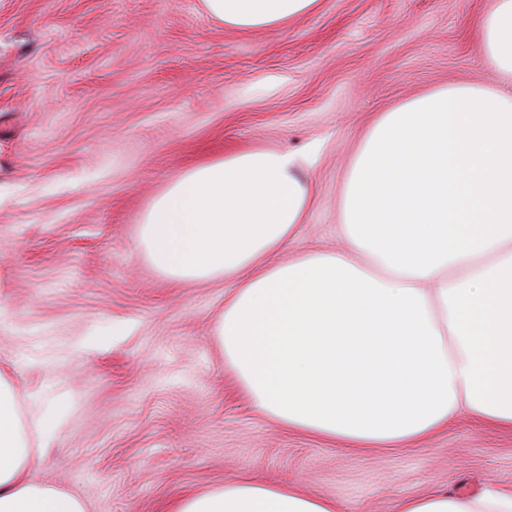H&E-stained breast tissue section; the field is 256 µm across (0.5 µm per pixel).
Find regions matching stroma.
Listing matches in <instances>:
<instances>
[{"instance_id":"stroma-1","label":"stroma","mask_w":512,"mask_h":512,"mask_svg":"<svg viewBox=\"0 0 512 512\" xmlns=\"http://www.w3.org/2000/svg\"><path fill=\"white\" fill-rule=\"evenodd\" d=\"M488 0H320L242 34L203 0H0V373L46 447L37 480L89 512H166L240 477L299 481L343 512L512 492V430L466 415L350 451L254 409L214 338L233 283L175 282L134 251L152 197L192 164L285 151L312 200L278 253L336 247L350 159L380 112L499 84Z\"/></svg>"}]
</instances>
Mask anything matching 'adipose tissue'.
Wrapping results in <instances>:
<instances>
[{
  "label": "adipose tissue",
  "mask_w": 512,
  "mask_h": 512,
  "mask_svg": "<svg viewBox=\"0 0 512 512\" xmlns=\"http://www.w3.org/2000/svg\"><path fill=\"white\" fill-rule=\"evenodd\" d=\"M320 0H203L242 33L278 28ZM484 61L512 82V0L478 20ZM291 156L232 152L157 193L135 242L166 278L234 280L214 329L224 365L286 428L390 448L459 415L512 430V95L458 84L381 113L347 170L342 245L272 257L311 194ZM0 377V512H89L33 474L42 447ZM395 512H512V493L398 497ZM168 512H343L294 483L227 481Z\"/></svg>",
  "instance_id": "ef3b65f1"
}]
</instances>
